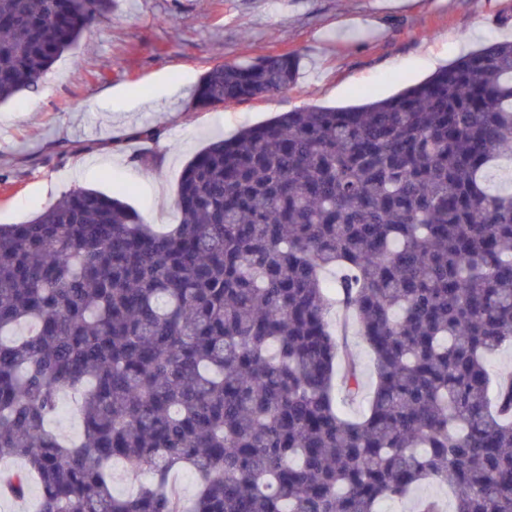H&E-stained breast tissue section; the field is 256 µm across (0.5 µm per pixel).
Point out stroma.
Masks as SVG:
<instances>
[{
  "label": "stroma",
  "mask_w": 512,
  "mask_h": 512,
  "mask_svg": "<svg viewBox=\"0 0 512 512\" xmlns=\"http://www.w3.org/2000/svg\"><path fill=\"white\" fill-rule=\"evenodd\" d=\"M510 39L512 0H112L37 91L0 104V224L82 186L168 229L185 165L214 138L303 107L392 96ZM287 52L299 58L288 91L194 109L212 64ZM148 127L158 140L141 138Z\"/></svg>",
  "instance_id": "1"
}]
</instances>
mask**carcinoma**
<instances>
[{"label":"carcinoma","mask_w":512,"mask_h":512,"mask_svg":"<svg viewBox=\"0 0 512 512\" xmlns=\"http://www.w3.org/2000/svg\"><path fill=\"white\" fill-rule=\"evenodd\" d=\"M112 0H0V104ZM294 54L218 63L198 109L282 93ZM512 42L384 99L285 112L186 165L178 224L74 188L0 225V497L38 512H378L426 481L512 512ZM340 310L373 355L359 363ZM82 432L48 428L60 395ZM154 479L126 497L112 463ZM194 472L188 502L172 484ZM415 512H444L420 496ZM347 341L350 349L352 350L353 354L355 355L356 359L358 360L361 366L364 376L365 390L363 398L352 405H346L344 407V411L347 415L351 417H357L363 411L367 402V397L369 396L371 391L372 355L368 347L362 342V340L358 336H348Z\"/></svg>","instance_id":"1"}]
</instances>
